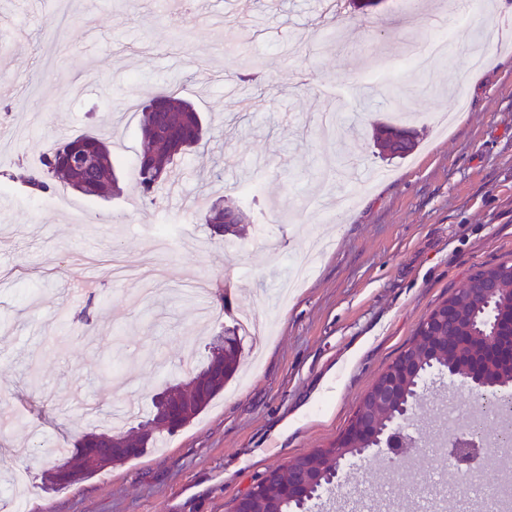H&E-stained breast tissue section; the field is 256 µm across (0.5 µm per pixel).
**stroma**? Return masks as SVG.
<instances>
[{
	"mask_svg": "<svg viewBox=\"0 0 512 512\" xmlns=\"http://www.w3.org/2000/svg\"><path fill=\"white\" fill-rule=\"evenodd\" d=\"M330 0H0V171L36 164L48 143L109 135L123 192L70 207L0 183V502L26 474V512H231L265 473L326 446L419 323L481 267L512 260V35L492 34L472 68L469 0L447 55L425 71L400 62L434 36L441 0H386L372 11ZM54 73L31 96L46 60ZM213 75L196 92L202 73ZM240 81L230 99L225 79ZM175 88L210 124L206 144L173 165L171 191L136 186L138 104ZM412 114L416 149L382 158L377 122ZM235 197L251 225L226 241L203 199ZM282 261L271 266L269 243ZM307 279L287 302L293 263ZM195 275L223 293L207 326L187 297ZM250 303L276 319L245 384L229 381L189 425L140 458L49 490L57 451L149 407L236 329ZM478 397L449 379L421 388L413 415L426 441L442 406ZM423 453L389 464L382 449L342 461L308 512L373 498L405 512Z\"/></svg>",
	"mask_w": 512,
	"mask_h": 512,
	"instance_id": "obj_1",
	"label": "stroma"
}]
</instances>
